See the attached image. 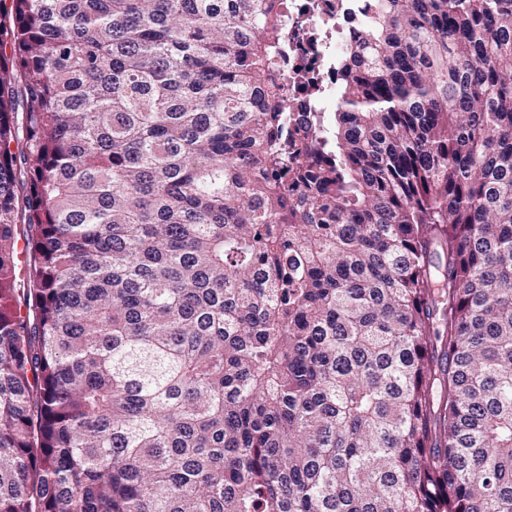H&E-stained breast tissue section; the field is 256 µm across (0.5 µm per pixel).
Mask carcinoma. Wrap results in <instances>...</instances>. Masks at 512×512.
Returning a JSON list of instances; mask_svg holds the SVG:
<instances>
[{"mask_svg": "<svg viewBox=\"0 0 512 512\" xmlns=\"http://www.w3.org/2000/svg\"><path fill=\"white\" fill-rule=\"evenodd\" d=\"M355 6L298 136L281 0H0V512H512V0Z\"/></svg>", "mask_w": 512, "mask_h": 512, "instance_id": "cac0c4a2", "label": "carcinoma"}]
</instances>
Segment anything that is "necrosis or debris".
Wrapping results in <instances>:
<instances>
[{
    "label": "necrosis or debris",
    "mask_w": 512,
    "mask_h": 512,
    "mask_svg": "<svg viewBox=\"0 0 512 512\" xmlns=\"http://www.w3.org/2000/svg\"><path fill=\"white\" fill-rule=\"evenodd\" d=\"M288 42L277 73L288 102L300 112H322L336 96V61L362 27L351 0H288Z\"/></svg>",
    "instance_id": "obj_1"
}]
</instances>
